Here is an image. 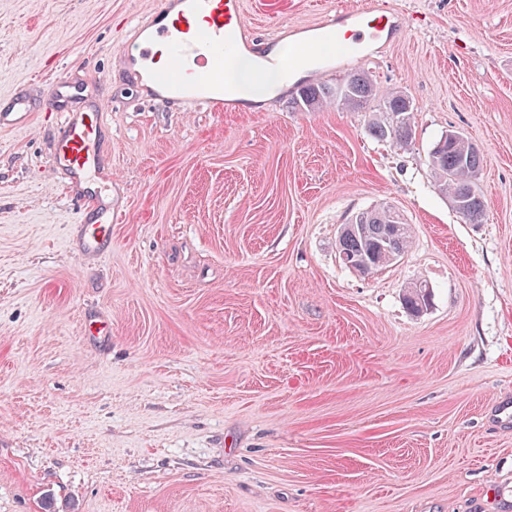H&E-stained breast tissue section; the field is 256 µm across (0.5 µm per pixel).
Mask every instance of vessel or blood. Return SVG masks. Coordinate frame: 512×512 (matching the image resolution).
<instances>
[{"mask_svg": "<svg viewBox=\"0 0 512 512\" xmlns=\"http://www.w3.org/2000/svg\"><path fill=\"white\" fill-rule=\"evenodd\" d=\"M404 28L402 15L363 0L355 8L327 7L314 25L291 29L304 61L325 59L328 48L363 52L393 40ZM137 46L127 65L149 97L193 109L228 112L234 99L224 95V64L240 52L255 53L263 68H282L272 50H258L243 0H160L136 32ZM62 116L57 129L55 164L73 187L101 180L107 159L98 148L100 116L106 100H89L72 77H58L47 99L36 100L30 89L16 87L0 95V129H29L38 107ZM96 220L73 225L69 235L74 252L100 259L112 250V225L120 216L110 200L95 202Z\"/></svg>", "mask_w": 512, "mask_h": 512, "instance_id": "b4317fda", "label": "vessel or blood"}]
</instances>
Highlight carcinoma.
I'll return each mask as SVG.
<instances>
[{
    "label": "carcinoma",
    "mask_w": 512,
    "mask_h": 512,
    "mask_svg": "<svg viewBox=\"0 0 512 512\" xmlns=\"http://www.w3.org/2000/svg\"><path fill=\"white\" fill-rule=\"evenodd\" d=\"M380 101V112L369 115V129L380 140L389 139L399 147L408 144L412 125L406 102L394 91L384 92L364 72H356L334 87L309 85L304 87L296 104L315 112L334 105L338 109L367 112L370 104ZM482 166L481 152L471 145L466 136L455 144L438 151L431 149L429 167L439 192L457 202L467 212L465 220L479 224L485 212V202L476 188V177ZM361 231L338 240V253L363 256L371 254L373 273L390 265V252L404 253L410 245L411 232L394 235L399 216L386 208H374L362 212ZM392 243V251L380 248L385 242Z\"/></svg>",
    "instance_id": "cac0c4a2"
}]
</instances>
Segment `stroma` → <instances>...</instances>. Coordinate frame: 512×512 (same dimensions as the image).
Segmentation results:
<instances>
[{
	"instance_id": "obj_1",
	"label": "stroma",
	"mask_w": 512,
	"mask_h": 512,
	"mask_svg": "<svg viewBox=\"0 0 512 512\" xmlns=\"http://www.w3.org/2000/svg\"><path fill=\"white\" fill-rule=\"evenodd\" d=\"M329 0H244L262 42ZM159 0H0V93L69 75L110 99L112 253L69 243L58 113L0 130V512H501L512 502V0H388L405 29L338 60L407 96L412 142L364 112H238L141 95L122 50ZM483 155L481 223L436 189L434 143ZM388 208L408 251L365 277L338 227ZM426 280L413 315L403 292ZM112 319L106 341L83 317Z\"/></svg>"
}]
</instances>
